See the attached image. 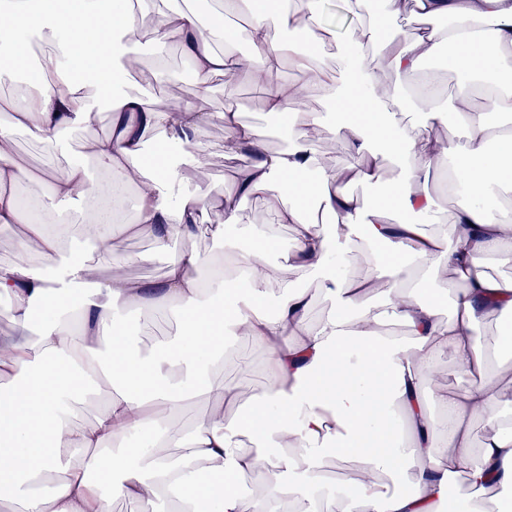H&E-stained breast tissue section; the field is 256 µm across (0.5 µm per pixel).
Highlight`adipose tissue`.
Instances as JSON below:
<instances>
[{"label": "adipose tissue", "mask_w": 512, "mask_h": 512, "mask_svg": "<svg viewBox=\"0 0 512 512\" xmlns=\"http://www.w3.org/2000/svg\"><path fill=\"white\" fill-rule=\"evenodd\" d=\"M383 2L390 15L411 4L445 24L411 36L363 28L357 37L376 48L377 59L348 54L337 78L314 67L298 42L270 37L297 28L314 39L328 33L323 0H304L300 17L281 0H224L207 30L190 9L155 20L150 40L176 43L198 84L242 71L261 78L266 110L283 120L288 134L287 149L271 151L265 130L241 123L232 109L215 116L193 98L161 107L124 91L140 62L126 44L139 30L126 0H0V12L12 18L0 25L1 64L14 63L33 35L55 45L28 68L22 100L0 101V232L13 234L18 251L36 245L60 253L51 203L77 197L93 217L97 240L107 242L118 192L132 187L136 217L127 232L149 238L159 252L174 241L183 245L156 284L128 279L115 286L79 254L63 255L51 274L21 263L0 267L7 311L20 327H37L32 337L0 340V369L14 381L11 391L0 392V458L9 461L0 467V487L12 512H112L116 497L160 501L166 512H196L203 501L208 512H280L299 483L308 488L306 512H321L330 495L348 501L352 512H443L448 483L460 474L471 492L455 512H490L498 489L512 487V424L488 414L512 389L484 382L487 354L474 337L484 318L512 312V283L482 271L486 259L512 252V223L490 205L512 186V129L494 123L512 113V91L494 93L492 109L477 112L469 94L445 108L426 89L411 99L423 117L411 134L397 124L395 95L379 74L383 67L415 73L425 56H449L455 68L477 75L497 68L502 53L512 51V0ZM241 11L251 17V57L214 46L224 37L225 13ZM286 61L305 74V83L280 78ZM91 80L112 120L111 134L92 145L94 167L69 162L49 174L46 198L22 201L15 191V131L54 141L64 130L90 126L97 114L86 92ZM312 86L329 102L352 98L366 108L352 120L295 111ZM215 119L230 151L246 150L251 162L236 169L225 195L176 193L184 162L206 163L196 133ZM450 122L461 129L462 144L434 136V128ZM328 133L348 142L353 166L326 169L315 145ZM493 140L494 155L488 152ZM389 156L399 175L384 186L383 204L366 207L349 187L379 183ZM448 162L462 173L466 191L449 234L432 236L422 223L435 214L432 186ZM260 196L269 198L276 223L293 228L273 273L266 258L277 247L276 234L256 233L238 217L242 200ZM215 208L223 210V222L202 223L203 213ZM310 210L322 212L328 224L307 218ZM396 212L408 222H391ZM231 231L251 242L235 265L238 278H203L193 243ZM363 244L373 251L368 275L358 278L349 267ZM301 270L312 273L311 285L295 286ZM442 275L455 287L445 322L435 288ZM321 296L330 308L310 322L309 309ZM375 296L384 309L370 305ZM128 309L173 312L179 331L141 351L125 329L121 313ZM391 321L403 336L389 333ZM250 340L267 350L265 386L206 380L227 345ZM442 354L468 378L467 387L426 386V372ZM201 379L214 409L171 433L166 419L181 414ZM83 407L92 409V419L75 422ZM482 417L488 430L477 447L471 425ZM395 419L405 424L408 444H388ZM246 432L263 450L240 447ZM170 448L178 456H167ZM332 459L358 462L334 486L326 469ZM388 471L408 476L392 494L381 489ZM253 473L266 475V489L244 494L235 480Z\"/></svg>", "instance_id": "obj_1"}]
</instances>
